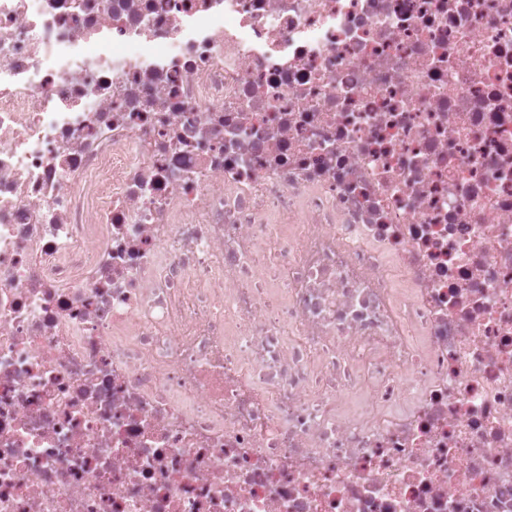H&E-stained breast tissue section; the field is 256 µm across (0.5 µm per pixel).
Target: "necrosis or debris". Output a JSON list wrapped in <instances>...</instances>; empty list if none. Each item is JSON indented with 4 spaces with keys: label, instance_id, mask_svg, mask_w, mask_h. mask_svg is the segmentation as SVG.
Segmentation results:
<instances>
[{
    "label": "necrosis or debris",
    "instance_id": "1",
    "mask_svg": "<svg viewBox=\"0 0 512 512\" xmlns=\"http://www.w3.org/2000/svg\"><path fill=\"white\" fill-rule=\"evenodd\" d=\"M0 512H512V0H0Z\"/></svg>",
    "mask_w": 512,
    "mask_h": 512
}]
</instances>
